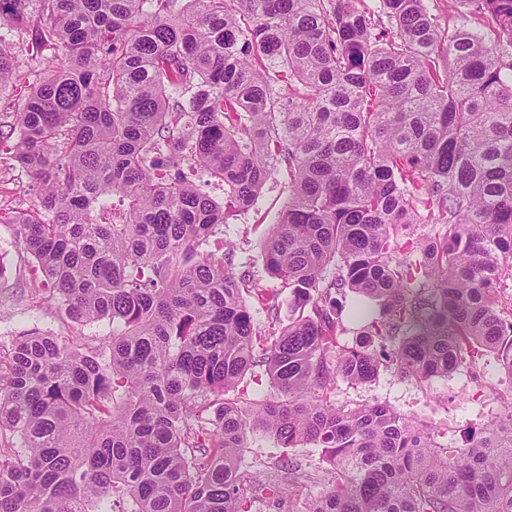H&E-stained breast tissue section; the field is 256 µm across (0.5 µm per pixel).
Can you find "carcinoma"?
Masks as SVG:
<instances>
[{
    "label": "carcinoma",
    "instance_id": "obj_1",
    "mask_svg": "<svg viewBox=\"0 0 512 512\" xmlns=\"http://www.w3.org/2000/svg\"><path fill=\"white\" fill-rule=\"evenodd\" d=\"M175 2L0 0L40 64L0 128L41 187L12 224L68 319L112 323L106 348L31 333L0 357V512H252L309 483L292 512H512V401L450 448L331 400L385 362L426 380L495 351L512 374V0H465L483 28L425 0ZM21 79L0 35V85ZM277 174L264 266L299 315L254 288L262 333L231 244L207 247ZM348 292L354 320L378 302L377 346H341ZM256 368L274 397L224 398ZM254 428L327 467L245 479ZM452 2H454V0H425V5L428 11L439 19L442 25L452 27L454 16L457 12L469 9L468 5H462L461 3L457 4L456 8H453Z\"/></svg>",
    "mask_w": 512,
    "mask_h": 512
}]
</instances>
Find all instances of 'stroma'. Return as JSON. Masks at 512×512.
<instances>
[{
    "label": "stroma",
    "mask_w": 512,
    "mask_h": 512,
    "mask_svg": "<svg viewBox=\"0 0 512 512\" xmlns=\"http://www.w3.org/2000/svg\"><path fill=\"white\" fill-rule=\"evenodd\" d=\"M40 185L9 155L0 152V352H8L22 334L39 332L102 346L112 339V326L100 321L76 324L46 302L41 276L18 241L10 218L30 211L39 199ZM288 200V186L272 177L247 213L230 218L224 237L235 245L237 270L249 271L255 286L280 288L279 280L264 270L262 243L270 226ZM334 399L340 406L385 404L396 412L437 429L450 447L466 444L469 437L504 412L512 400V375L505 372L496 354L485 353L477 364H463L445 376L424 382L400 374L396 366L380 368L368 383L338 382ZM294 458L322 466L321 449L314 444L284 448L268 434L248 432L241 469L263 476L281 460Z\"/></svg>",
    "instance_id": "35a3bbf8"
}]
</instances>
